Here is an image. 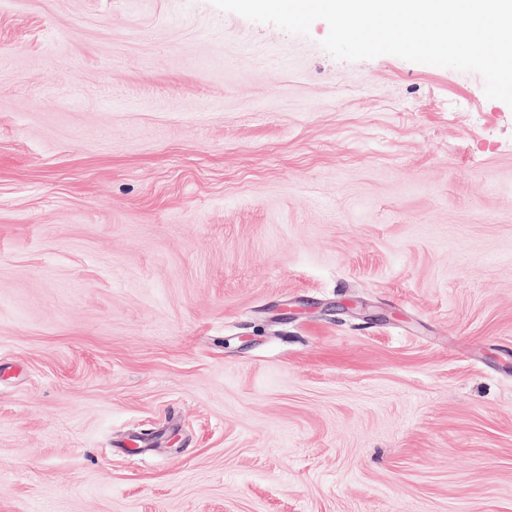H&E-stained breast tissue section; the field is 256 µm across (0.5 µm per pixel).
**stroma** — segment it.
Returning <instances> with one entry per match:
<instances>
[{"mask_svg": "<svg viewBox=\"0 0 512 512\" xmlns=\"http://www.w3.org/2000/svg\"><path fill=\"white\" fill-rule=\"evenodd\" d=\"M328 31L0 0V512H512V107Z\"/></svg>", "mask_w": 512, "mask_h": 512, "instance_id": "35a3bbf8", "label": "stroma"}]
</instances>
